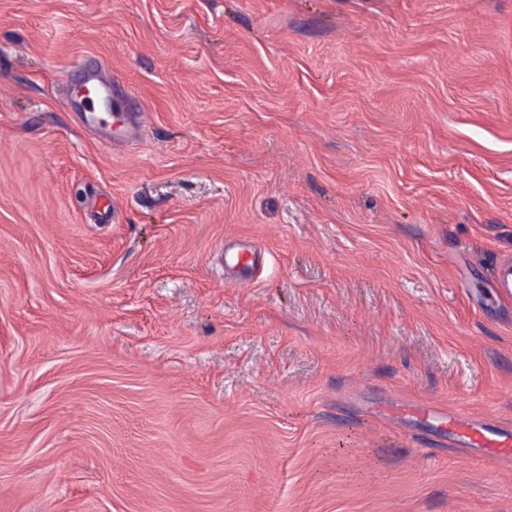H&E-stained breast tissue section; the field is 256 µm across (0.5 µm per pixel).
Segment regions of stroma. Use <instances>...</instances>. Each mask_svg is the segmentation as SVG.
<instances>
[{
	"label": "stroma",
	"instance_id": "stroma-1",
	"mask_svg": "<svg viewBox=\"0 0 512 512\" xmlns=\"http://www.w3.org/2000/svg\"><path fill=\"white\" fill-rule=\"evenodd\" d=\"M507 254L512 0H0V512H512L369 411L512 424ZM74 69L82 70L83 89L87 90V94L79 98V107L74 106L76 100L72 97L67 100V104L73 112H83V122L97 129L102 138L114 149L126 147L131 140L132 133L138 130L139 127H144V112H126L124 100H121L118 93L114 92L112 94L114 97L112 110L120 111L117 113L123 116L125 125L116 127L115 125L108 126L102 123L100 119L93 115L95 98L100 89L107 93H112L118 86V83L106 74V69L101 62L88 67L85 65V61L82 60ZM261 252L256 249L224 248V267L231 268L241 274V282H249L253 270L257 267ZM490 285L500 298L512 297V259L504 257L496 261L491 269Z\"/></svg>",
	"mask_w": 512,
	"mask_h": 512
}]
</instances>
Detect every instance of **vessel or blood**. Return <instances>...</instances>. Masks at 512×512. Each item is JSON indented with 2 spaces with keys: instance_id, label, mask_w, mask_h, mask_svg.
<instances>
[{
  "instance_id": "b4317fda",
  "label": "vessel or blood",
  "mask_w": 512,
  "mask_h": 512,
  "mask_svg": "<svg viewBox=\"0 0 512 512\" xmlns=\"http://www.w3.org/2000/svg\"><path fill=\"white\" fill-rule=\"evenodd\" d=\"M85 94L79 100V110L85 115L86 125L97 128L102 138L113 148L128 145L134 131L144 124V115L129 112L121 99H114L112 107L123 114L124 126H109L99 122L94 114L95 99L99 92H112L117 83L106 73L103 64L82 69ZM260 259L258 249H225V267L240 273L242 280H249ZM490 285L501 298L512 297V259L496 261L491 269ZM380 413L397 417L405 422L422 426L434 436L448 440L449 444L469 449L472 456L482 462L512 459V429L503 428L491 419L463 416L433 403L389 401L379 408Z\"/></svg>"
}]
</instances>
